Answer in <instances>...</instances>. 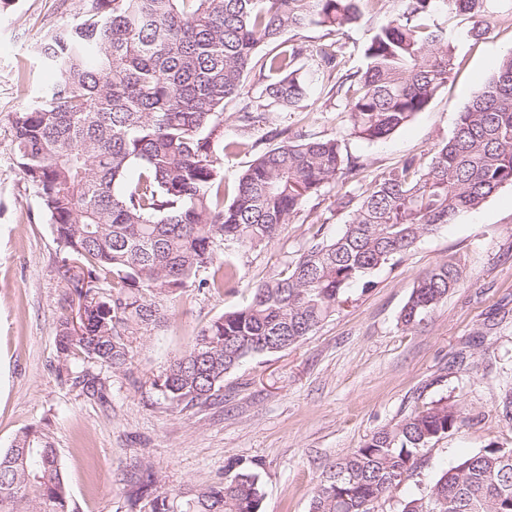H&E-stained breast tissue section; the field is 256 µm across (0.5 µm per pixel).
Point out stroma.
Here are the masks:
<instances>
[{
	"mask_svg": "<svg viewBox=\"0 0 512 512\" xmlns=\"http://www.w3.org/2000/svg\"><path fill=\"white\" fill-rule=\"evenodd\" d=\"M359 7L360 23L343 38L351 70L363 67L366 42L382 21L370 0ZM78 9V0H0V449L20 431L43 427L58 450L72 512H119L131 479L145 468L158 494L215 482L238 459L262 463V512H309L325 463L436 401L457 405L463 425L424 449L414 471L373 508L401 512L408 497L462 457L512 448V424L502 417L512 391V187L425 236L398 266L375 272L374 288L353 286L350 302L299 345L244 360L225 377L222 403L180 411L152 382L202 327L242 306L256 284L303 252L313 218H324L326 236L341 232L344 215L328 209L341 184L330 185L324 200H309L278 237L236 255L235 291L193 289L163 299L165 327L134 336L130 371L113 376L107 400L59 373L55 334L69 290L49 216L14 160L13 121L55 81L38 45L72 23ZM511 49L512 18L486 38L459 43L455 81L374 143L351 136L339 101L318 84L302 108L247 132L237 120L239 101H230L224 138L246 147L225 155L224 183L233 187L261 147L274 144L276 128L339 139L369 179L408 157L428 160ZM448 259L461 266L459 285L420 326L406 329L401 312L418 278Z\"/></svg>",
	"mask_w": 512,
	"mask_h": 512,
	"instance_id": "1",
	"label": "stroma"
}]
</instances>
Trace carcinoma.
<instances>
[{
  "instance_id": "carcinoma-1",
  "label": "carcinoma",
  "mask_w": 512,
  "mask_h": 512,
  "mask_svg": "<svg viewBox=\"0 0 512 512\" xmlns=\"http://www.w3.org/2000/svg\"><path fill=\"white\" fill-rule=\"evenodd\" d=\"M357 2L83 0L79 20L40 43L38 55L58 81L15 113L14 149L53 224L61 278L80 301L77 317H61L55 336L66 370L81 360L111 374L127 371L133 336L165 318L157 298L196 286L235 288L229 252L280 235L327 185H351L331 203L348 216L338 236L326 239L317 228L276 278L202 329L153 382L176 408L204 405L243 360L300 344L348 302L351 284L374 287L376 270L397 266L423 237L512 187L510 51L427 161L408 158L365 184L341 141L283 129L224 203V152L243 146L220 134L224 105L242 94L247 74L275 80L242 104L243 128L297 106L321 79L348 113L350 135L374 142L425 111L454 78L459 42L497 24L491 0H372L379 12L400 8L370 37L365 67L350 72L341 69L340 35L360 22ZM310 27L331 41L313 52L299 43L272 48L285 32ZM133 167L137 178L127 183ZM460 278L452 260L428 269L402 310L403 325H420ZM98 285L105 292L95 297ZM74 382L101 396L111 388L109 378L84 369ZM464 421L439 400L373 433L324 467L310 512H372L421 450ZM260 468L231 461L222 480L155 496L148 493L153 474L144 471L131 484L128 509L261 512ZM0 512H70L46 432L29 428L0 450ZM401 512H512V448L466 456Z\"/></svg>"
}]
</instances>
